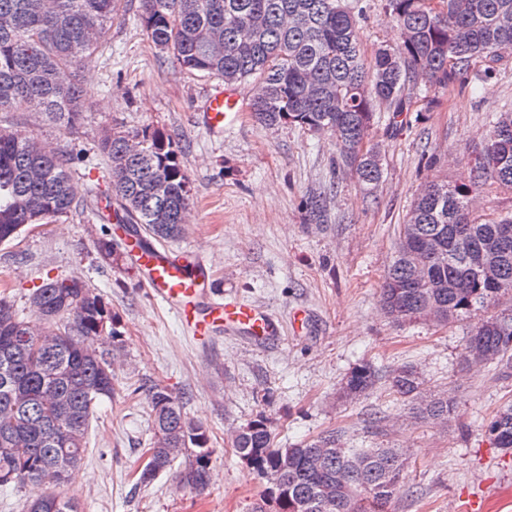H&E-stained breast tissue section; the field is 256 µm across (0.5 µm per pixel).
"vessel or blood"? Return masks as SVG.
<instances>
[{"label": "vessel or blood", "mask_w": 512, "mask_h": 512, "mask_svg": "<svg viewBox=\"0 0 512 512\" xmlns=\"http://www.w3.org/2000/svg\"><path fill=\"white\" fill-rule=\"evenodd\" d=\"M243 107L240 89L216 86L207 95L201 123L211 133H223L225 127L236 124ZM124 240L155 300L173 311L180 326L193 336L210 338L222 331L245 336L256 344L278 340L280 324L267 311L245 302H221L210 295L213 274L203 259H176L168 249L132 234Z\"/></svg>", "instance_id": "obj_1"}]
</instances>
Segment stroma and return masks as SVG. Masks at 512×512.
I'll list each match as a JSON object with an SVG mask.
<instances>
[{"mask_svg": "<svg viewBox=\"0 0 512 512\" xmlns=\"http://www.w3.org/2000/svg\"><path fill=\"white\" fill-rule=\"evenodd\" d=\"M366 54L398 45L386 0H360ZM102 56L79 81L88 110L66 134L37 112H0V127L25 130L54 147L79 145L75 183L87 205L68 217L0 244V296L21 315L45 282L83 278L112 317L124 364L112 398L95 408L80 471L64 491L81 512H251L262 482L233 452L229 437L257 415L271 421L279 446L336 431L346 448H401L409 465L388 512H512V454L493 448L482 426L512 401V370L463 369L460 355L474 318L441 327L391 322L380 286L421 186L430 179L465 183L481 137L512 109V54L485 74L470 67L461 85L410 94L406 112L378 113L369 132L381 145L384 174L375 199L336 172L333 138L243 115L222 138L199 122L216 81L182 72L155 48L132 12H120ZM158 130L173 138L193 194L186 234L167 247L178 257L205 254L216 291L271 313L278 341L259 346L225 334L199 341L154 302L130 262L111 264L94 247L114 233L108 207L109 162L98 141L107 131ZM379 380L369 395L341 386L361 363ZM413 368L429 395L453 400L447 425L394 426L407 401L389 389L391 370ZM151 381L180 396L188 418L209 433L211 482L191 494L179 481L180 456L154 480L138 484L153 437L142 398L127 382Z\"/></svg>", "mask_w": 512, "mask_h": 512, "instance_id": "1", "label": "stroma"}]
</instances>
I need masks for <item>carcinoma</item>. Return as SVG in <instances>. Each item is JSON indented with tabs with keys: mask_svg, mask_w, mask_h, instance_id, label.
I'll return each instance as SVG.
<instances>
[{
	"mask_svg": "<svg viewBox=\"0 0 512 512\" xmlns=\"http://www.w3.org/2000/svg\"><path fill=\"white\" fill-rule=\"evenodd\" d=\"M386 0L401 46H380L369 59L359 37L358 0H140L138 20L152 44L173 54L188 74L224 84L254 82L248 103L267 126L293 124L326 132L338 147V166L371 194L382 176V153L367 143L375 110L401 113L413 88L446 87L480 60L493 63L512 51V0ZM121 0H0V112H42L61 129L78 126L86 98L77 72L102 47ZM110 162V191L122 227L159 242L185 233L192 208L190 180L171 139L154 130L109 132L99 143ZM72 154L47 149L24 130L0 129V244L28 224H49L77 207ZM469 184L433 180L424 185L398 234L381 285V305L392 322L439 317L447 325L512 294V215L485 219L474 201L484 189L512 192V111L499 114L474 157ZM497 244L496 281L476 265ZM96 249L118 263L112 238ZM35 315L25 320L0 297V487L29 482L48 492L26 512H80L63 487L79 470L90 417L112 398L121 351L108 326L102 297L85 280L66 277L38 288ZM38 332L40 353L24 337ZM482 350L489 363L512 366V313L477 322L462 362ZM376 382L369 364L348 377L349 395ZM411 369L392 374L391 390L410 400L411 418L448 422V398L429 399ZM153 416L152 447L139 482L169 469L185 450L193 459L180 481L197 495L210 485L212 448L207 428L187 417L167 388H134ZM493 446L512 453V405L484 426ZM231 447L263 481L251 512H386L406 467L401 448H342L330 432L288 448L275 443L260 415L234 431Z\"/></svg>",
	"mask_w": 512,
	"mask_h": 512,
	"instance_id": "obj_1",
	"label": "carcinoma"
}]
</instances>
